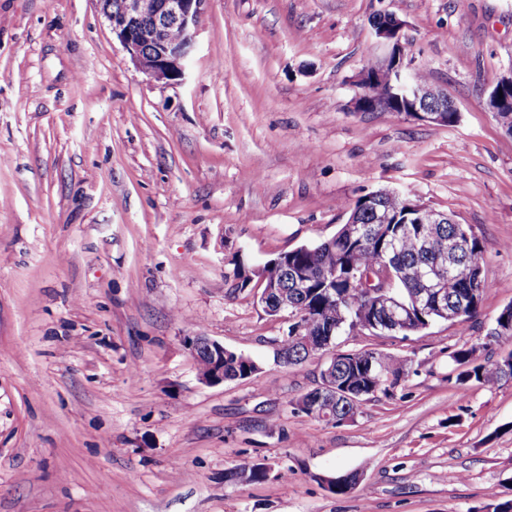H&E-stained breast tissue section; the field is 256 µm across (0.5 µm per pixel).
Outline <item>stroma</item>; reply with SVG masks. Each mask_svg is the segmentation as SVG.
<instances>
[{
  "instance_id": "1",
  "label": "stroma",
  "mask_w": 512,
  "mask_h": 512,
  "mask_svg": "<svg viewBox=\"0 0 512 512\" xmlns=\"http://www.w3.org/2000/svg\"><path fill=\"white\" fill-rule=\"evenodd\" d=\"M403 21L440 126L354 107ZM512 70V0H206L182 83L148 79L99 0H0V512H486L512 496V382L458 387L450 354L512 304V135L488 109ZM394 189L470 226L478 317L336 339L409 363L327 425L289 407L325 362L275 357L238 268L333 236ZM258 361L209 386L186 337ZM265 464L263 482L226 471ZM355 472L337 496L326 478Z\"/></svg>"
}]
</instances>
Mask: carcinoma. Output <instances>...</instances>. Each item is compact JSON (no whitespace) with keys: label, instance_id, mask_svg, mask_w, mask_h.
<instances>
[{"label":"carcinoma","instance_id":"1","mask_svg":"<svg viewBox=\"0 0 512 512\" xmlns=\"http://www.w3.org/2000/svg\"><path fill=\"white\" fill-rule=\"evenodd\" d=\"M358 199L352 211L361 212L360 220L368 226L364 236H350L339 229L332 237L306 248L299 247L279 256L280 262L266 267L270 279L288 290V315L292 322L288 335L278 343L277 351L288 354V365H298L308 359L293 346L291 336L294 326H303L315 337L336 328L341 333L355 332L370 335L373 329L375 300L370 289L357 282L356 275L374 271L384 263L397 273L398 297L409 303L420 287L421 272L427 266H436L440 254L455 244L460 265L446 276L441 287L447 290L448 302L457 304L462 314L457 322L477 318L485 291L491 287L484 270V248L477 237L454 242L456 228L453 224H439L432 230L427 217L411 208L410 199L401 196L393 203L379 200L375 205L391 212V223L374 224L373 207L362 206ZM298 269L305 277L308 288L298 292L288 285V266ZM498 337L485 339L480 345L462 347L451 353L456 365V382L465 386L477 382L485 386L512 382V352L493 362L480 363L476 352L485 349ZM408 358H400L375 349H360L336 354L334 371L339 385L346 387L353 396L334 405V419H354L360 409L361 397L378 391L389 393L404 373ZM224 377L228 381L256 377L254 365L241 357L230 354L224 358ZM245 476L250 483L266 479L261 464L243 465L233 469Z\"/></svg>","mask_w":512,"mask_h":512}]
</instances>
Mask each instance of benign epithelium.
<instances>
[{"mask_svg": "<svg viewBox=\"0 0 512 512\" xmlns=\"http://www.w3.org/2000/svg\"><path fill=\"white\" fill-rule=\"evenodd\" d=\"M205 0H157L154 5L155 15L150 27L141 24L143 12L142 0H120L119 9L107 16L115 32L131 54L138 68L151 80L166 84H177L185 77L188 59L193 51L197 33L198 18L201 6ZM404 23L396 16L377 11L373 15L372 28L377 43L387 48L384 61L368 69L358 83L361 92L355 99V106L361 112H374L378 110L393 111L391 102L387 97H375L370 88L375 85L382 72L401 76L398 60L402 59L404 51L401 44V31ZM177 29L182 37L173 38L170 31ZM399 88L409 92L414 98L413 114L431 123L443 121L448 112H455L457 108L448 93L427 85L418 91L405 83ZM504 88L512 89V71L500 75L493 86L488 98V108L497 112L512 104L509 97H500L499 91ZM394 274L386 269L381 290L377 292L376 310L381 314V323L374 324L375 330H381L385 323L394 329H409L413 309H425L440 317L451 321L457 318L461 311L457 307L448 305V301L441 299V294L433 288H425L413 298V306L400 302L393 294ZM260 303L265 310L272 313H281L288 309L287 293L277 288H268L261 296ZM185 344L192 358L197 359L204 355L212 360L209 370L197 373L199 381L205 385L213 386L224 383V356L228 349L224 344L208 336H188Z\"/></svg>", "mask_w": 512, "mask_h": 512, "instance_id": "7a95c632", "label": "benign epithelium"}]
</instances>
